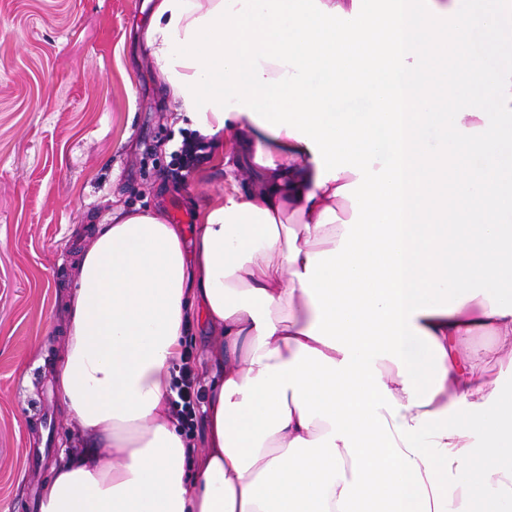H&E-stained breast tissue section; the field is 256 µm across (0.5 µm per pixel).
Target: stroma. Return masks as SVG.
<instances>
[{
    "label": "stroma",
    "instance_id": "stroma-1",
    "mask_svg": "<svg viewBox=\"0 0 512 512\" xmlns=\"http://www.w3.org/2000/svg\"><path fill=\"white\" fill-rule=\"evenodd\" d=\"M154 0H0V512L80 436L55 390L76 266L113 208L197 215L244 170L174 179L177 105L142 42Z\"/></svg>",
    "mask_w": 512,
    "mask_h": 512
}]
</instances>
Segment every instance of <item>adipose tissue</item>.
<instances>
[{"label": "adipose tissue", "mask_w": 512, "mask_h": 512, "mask_svg": "<svg viewBox=\"0 0 512 512\" xmlns=\"http://www.w3.org/2000/svg\"><path fill=\"white\" fill-rule=\"evenodd\" d=\"M377 3L155 0L178 127L254 185L189 248L156 213L100 225L56 372L87 444L39 512H512V384L465 348L512 351V0ZM198 312L222 341L190 472L169 402Z\"/></svg>", "instance_id": "adipose-tissue-1"}]
</instances>
